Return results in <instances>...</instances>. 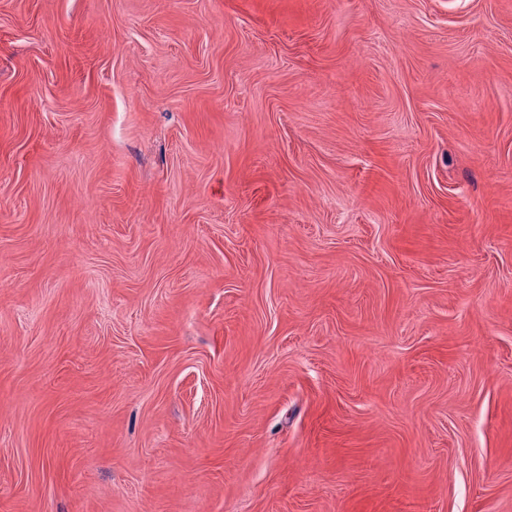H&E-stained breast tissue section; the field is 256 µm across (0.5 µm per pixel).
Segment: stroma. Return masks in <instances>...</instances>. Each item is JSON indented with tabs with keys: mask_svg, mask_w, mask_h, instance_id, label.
<instances>
[{
	"mask_svg": "<svg viewBox=\"0 0 512 512\" xmlns=\"http://www.w3.org/2000/svg\"><path fill=\"white\" fill-rule=\"evenodd\" d=\"M0 512H512V0H0Z\"/></svg>",
	"mask_w": 512,
	"mask_h": 512,
	"instance_id": "35a3bbf8",
	"label": "stroma"
}]
</instances>
